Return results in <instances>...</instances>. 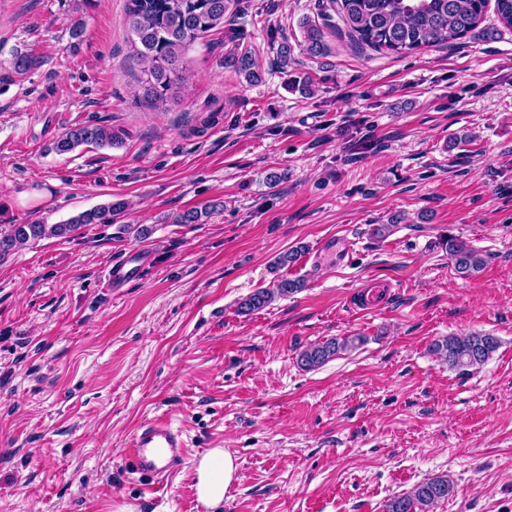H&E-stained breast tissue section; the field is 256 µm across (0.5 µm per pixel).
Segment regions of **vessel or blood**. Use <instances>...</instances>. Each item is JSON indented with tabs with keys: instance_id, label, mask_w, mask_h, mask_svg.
I'll use <instances>...</instances> for the list:
<instances>
[{
	"instance_id": "vessel-or-blood-1",
	"label": "vessel or blood",
	"mask_w": 512,
	"mask_h": 512,
	"mask_svg": "<svg viewBox=\"0 0 512 512\" xmlns=\"http://www.w3.org/2000/svg\"><path fill=\"white\" fill-rule=\"evenodd\" d=\"M150 263L147 253L136 251L115 261L108 269L105 283L120 288L140 279ZM185 440L166 416L158 415L142 423L131 437L125 456L132 471L158 482L170 476L183 462Z\"/></svg>"
}]
</instances>
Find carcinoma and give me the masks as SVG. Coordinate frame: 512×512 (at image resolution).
Listing matches in <instances>:
<instances>
[{"instance_id":"obj_1","label":"carcinoma","mask_w":512,"mask_h":512,"mask_svg":"<svg viewBox=\"0 0 512 512\" xmlns=\"http://www.w3.org/2000/svg\"><path fill=\"white\" fill-rule=\"evenodd\" d=\"M229 0H126L125 20L135 57L143 65L146 79L141 86L142 98L153 107L178 99L181 85L188 76V47L201 35L224 24ZM347 27L350 39L376 51L406 55L425 46H444L473 34L484 21L488 0H332ZM499 23L512 29V0H495ZM304 50L313 57L328 53L323 26L307 19L303 22ZM40 64L38 58L15 54L12 65L26 73ZM224 66L244 72L252 81L260 79L254 71L256 61L248 53L224 58ZM119 143L112 129L88 124L66 129L58 136L55 150L60 154L81 145L100 148ZM125 207L123 202L109 203L83 211L64 224H1L0 257L18 246L49 236L70 234L90 224H110L112 216ZM448 257L463 278L479 271L485 258L467 243L448 239ZM304 288L300 279L281 278L273 287L260 289L241 303L240 309L251 312L270 304L275 297H286ZM361 341L359 337L331 338L300 352L298 361L312 370L323 365L344 349ZM499 347L492 335L449 336L432 344L431 352L453 370L467 373L484 364ZM454 491L446 475L422 481L407 494L390 498L385 512H430L438 502Z\"/></svg>"}]
</instances>
